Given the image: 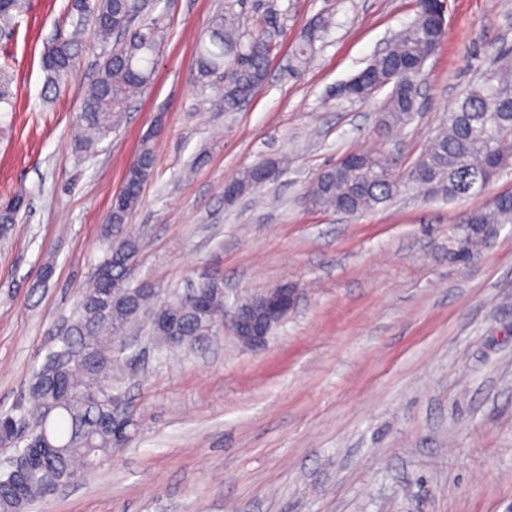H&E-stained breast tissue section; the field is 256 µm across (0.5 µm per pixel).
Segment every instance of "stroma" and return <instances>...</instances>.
I'll return each instance as SVG.
<instances>
[{"label":"stroma","instance_id":"35a3bbf8","mask_svg":"<svg viewBox=\"0 0 512 512\" xmlns=\"http://www.w3.org/2000/svg\"><path fill=\"white\" fill-rule=\"evenodd\" d=\"M281 28L266 78L239 111L195 80L196 41L224 0H161L168 39L152 84L93 155L72 128L100 48L78 52L57 92L41 56L69 30L68 0H26L0 67V198L26 210L0 239V410L25 390L104 257L106 216L130 159L155 164L128 223L140 237L133 283L161 292L205 275L224 310L288 282L294 310L259 350L231 331L191 352L145 347L127 377L129 441L111 461L30 512H512V224L467 262L468 214L512 193V172L478 195L410 190L349 215L307 191L345 155L407 165L457 94L512 48V0H444L447 37L426 61L420 111L383 135L372 100L329 91L407 27L415 0H238L243 32ZM313 37L305 67L295 47ZM278 179L224 200V184L264 158Z\"/></svg>","mask_w":512,"mask_h":512}]
</instances>
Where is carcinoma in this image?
I'll list each match as a JSON object with an SVG mask.
<instances>
[{
	"label": "carcinoma",
	"mask_w": 512,
	"mask_h": 512,
	"mask_svg": "<svg viewBox=\"0 0 512 512\" xmlns=\"http://www.w3.org/2000/svg\"><path fill=\"white\" fill-rule=\"evenodd\" d=\"M25 0H0V30H11L24 11ZM72 31L47 42L42 54L47 88L58 89L82 48L87 17H92V41L112 44L97 77L84 93L77 118L75 146L93 153L112 134L115 123L151 84L165 30L154 15L152 0H75ZM431 8L419 0L413 21L362 71L375 90L391 91L380 117L384 132L402 129L418 112L408 83L418 79L416 66L430 57L447 36L444 27L431 24ZM274 35L267 29L252 34L240 31L234 0H227L198 40L197 80L224 81V111H238L262 86ZM352 162L324 169L308 191L310 203L358 214L383 205L401 193L418 189L426 198L452 201L476 195L512 164V50L503 52L483 70L477 81L456 99L421 153L402 172L394 173L392 159L375 152L350 154ZM280 159L261 160L244 169L233 181L236 195L260 185L261 170ZM154 149L143 142L128 166L122 189L112 200L106 223L121 226L140 205L142 185L150 177ZM25 198L0 202V236L13 230ZM491 216L475 211L465 223L468 239L461 243L459 259L483 246L491 224L512 223V194L499 196ZM135 236L107 238L106 257L86 289L67 331L57 337L48 355L53 367L40 366L27 390L8 411L0 412V446L16 448L9 471L0 474V512H27L46 497L47 490L88 473L112 457L118 447L112 427V396L125 378L118 332L136 323L142 314L156 313L149 335L156 345H169L167 337H182L181 346L193 349L218 334L224 316V283L204 277L198 287L208 289L206 310L192 308L187 295L177 290L159 302L148 284L132 285L127 265L139 252ZM30 438L20 441L12 433L15 423L31 415Z\"/></svg>",
	"instance_id": "1"
}]
</instances>
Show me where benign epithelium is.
<instances>
[{
	"label": "benign epithelium",
	"mask_w": 512,
	"mask_h": 512,
	"mask_svg": "<svg viewBox=\"0 0 512 512\" xmlns=\"http://www.w3.org/2000/svg\"><path fill=\"white\" fill-rule=\"evenodd\" d=\"M296 300L297 289L287 282L240 299L232 317L237 341L250 349L265 346L273 330L293 311Z\"/></svg>",
	"instance_id": "benign-epithelium-1"
}]
</instances>
